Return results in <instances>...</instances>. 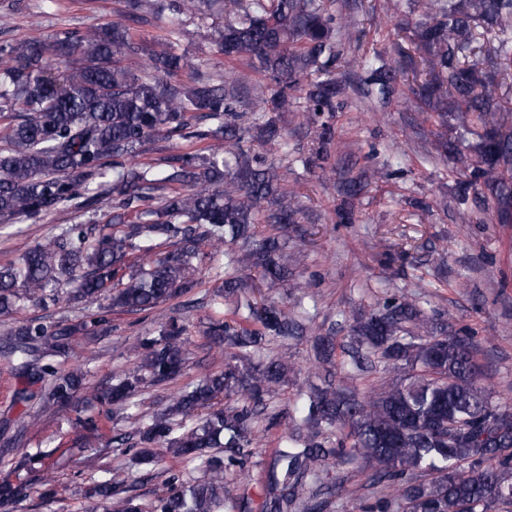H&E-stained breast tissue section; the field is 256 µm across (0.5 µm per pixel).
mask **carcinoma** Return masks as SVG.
<instances>
[{
	"mask_svg": "<svg viewBox=\"0 0 512 512\" xmlns=\"http://www.w3.org/2000/svg\"><path fill=\"white\" fill-rule=\"evenodd\" d=\"M206 7L168 4L177 19ZM145 9L143 0H127L102 25L0 41V223L91 213L0 265V315L54 304L64 285L107 301L76 324L39 317L3 325L4 355L27 383L41 385L44 408L71 415L80 437L98 436L103 420L121 414L132 423L113 438L122 452L144 464L172 458L196 474L186 482L160 469L144 504L134 480L115 469L89 488L92 509L335 512L341 496L358 512L512 508V418L481 383L471 337L448 333L409 293L352 316L340 347L329 334L314 338L320 383L296 390L292 425L253 479L251 459L283 415L271 393L288 388V344L308 326L286 305L246 300L237 272L259 269L272 283L293 275L285 235L301 209L268 154L288 157L279 114L297 109L321 126L318 154L328 159L333 133L323 118L346 96L334 69L355 20L324 0H227L218 52L262 76L249 84L231 71L206 74L207 64L176 54L168 38L145 44L136 33ZM480 29L497 37L484 56ZM397 30L412 33L419 59H364L367 97L388 104L403 69L421 62L428 79L420 108L457 133L436 139V148L460 156L461 203L472 193L480 213L512 224V108L502 104L498 80L512 62V0H399ZM140 57L137 68L128 65ZM160 139L184 148L149 157ZM381 175L367 168L344 181L341 222H352L348 206ZM258 224L271 233H258ZM136 251L141 260L133 262ZM221 254L205 335L224 361L172 403L141 414L143 391L179 376L188 361L187 328L170 317L132 347L136 369L90 393L87 403L103 411L76 404L89 371H61L49 360L70 358L73 336L96 334L111 311H153L192 293L199 266ZM377 363L403 375L359 391ZM24 496L25 484L0 482L1 507Z\"/></svg>",
	"mask_w": 512,
	"mask_h": 512,
	"instance_id": "cac0c4a2",
	"label": "carcinoma"
}]
</instances>
